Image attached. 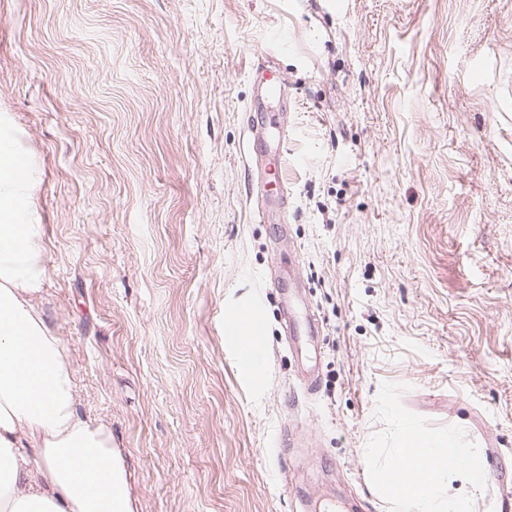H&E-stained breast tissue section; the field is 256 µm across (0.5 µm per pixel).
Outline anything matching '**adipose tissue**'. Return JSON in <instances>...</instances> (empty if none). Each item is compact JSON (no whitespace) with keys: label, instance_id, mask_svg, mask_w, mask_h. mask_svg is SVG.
<instances>
[{"label":"adipose tissue","instance_id":"adipose-tissue-1","mask_svg":"<svg viewBox=\"0 0 512 512\" xmlns=\"http://www.w3.org/2000/svg\"><path fill=\"white\" fill-rule=\"evenodd\" d=\"M22 156L0 116V512H114L125 456L79 414L74 371L39 307L45 248Z\"/></svg>","mask_w":512,"mask_h":512}]
</instances>
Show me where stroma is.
Masks as SVG:
<instances>
[{
	"mask_svg": "<svg viewBox=\"0 0 512 512\" xmlns=\"http://www.w3.org/2000/svg\"><path fill=\"white\" fill-rule=\"evenodd\" d=\"M274 30L283 227L247 130ZM1 113L41 308L134 512H389L365 462L386 382L477 443L475 512H512V0H0ZM290 268L320 321L292 345ZM255 304L246 370L224 319Z\"/></svg>",
	"mask_w": 512,
	"mask_h": 512,
	"instance_id": "obj_1",
	"label": "stroma"
}]
</instances>
